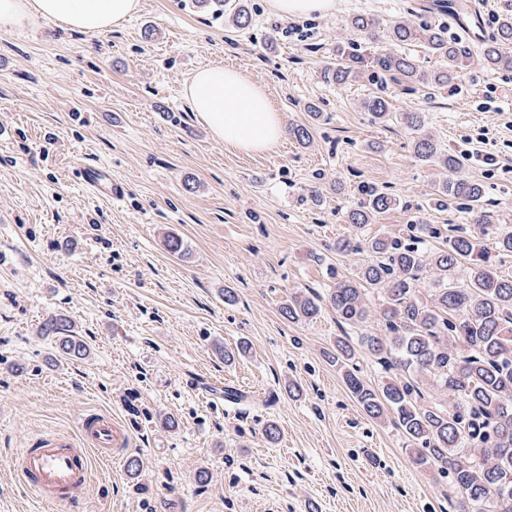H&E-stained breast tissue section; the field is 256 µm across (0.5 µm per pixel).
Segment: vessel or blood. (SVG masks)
Returning a JSON list of instances; mask_svg holds the SVG:
<instances>
[{"label": "vessel or blood", "mask_w": 512, "mask_h": 512, "mask_svg": "<svg viewBox=\"0 0 512 512\" xmlns=\"http://www.w3.org/2000/svg\"><path fill=\"white\" fill-rule=\"evenodd\" d=\"M77 176L104 196L117 194L110 172L85 164ZM129 444L125 426L111 413L89 410L79 417L73 433L43 434L12 461L21 485L37 502L76 512L80 495L101 464L119 457Z\"/></svg>", "instance_id": "b4317fda"}]
</instances>
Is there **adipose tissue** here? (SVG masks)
I'll return each instance as SVG.
<instances>
[{"label":"adipose tissue","instance_id":"ef3b65f1","mask_svg":"<svg viewBox=\"0 0 512 512\" xmlns=\"http://www.w3.org/2000/svg\"><path fill=\"white\" fill-rule=\"evenodd\" d=\"M139 7L140 0H0V28L44 20L99 35L132 17ZM184 95L213 139L238 151L267 150L285 134L265 91L233 69H198Z\"/></svg>","mask_w":512,"mask_h":512}]
</instances>
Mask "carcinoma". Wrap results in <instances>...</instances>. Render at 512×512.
<instances>
[{"instance_id":"obj_1","label":"carcinoma","mask_w":512,"mask_h":512,"mask_svg":"<svg viewBox=\"0 0 512 512\" xmlns=\"http://www.w3.org/2000/svg\"><path fill=\"white\" fill-rule=\"evenodd\" d=\"M251 21L250 5L241 0L232 23L247 28ZM378 28L379 22L368 16L358 15L350 21L352 32L371 41L379 38ZM384 36L397 45H424L442 59L443 67L427 74L410 55L373 52L365 56L349 41L340 49L345 60L322 68L323 80L344 83L363 63L404 91H413L418 85H453L464 50L448 38V31L397 20L384 28ZM511 47L512 14L500 19L494 36L483 46L484 64L492 70L512 67ZM365 107L375 123L390 115L389 104L382 97L369 100ZM402 121L413 135L416 156L452 173L435 191L436 200L468 203L474 230L448 235L443 246L432 251L420 248L419 243L425 236L440 237V232L420 222L411 225L417 234L410 236L408 243L398 237L362 239L358 231L393 204L391 195L364 188L357 205L346 215L355 234L337 239L336 251H366L375 258L361 266L356 278L337 281L325 298L290 295L280 314L294 323L310 321L326 301L342 323L358 328L370 316L366 291H379L385 333L366 331L358 343L385 372L399 369L408 378L367 384L350 365L354 347L339 339L331 356L344 371L348 391L371 418L381 420L392 413L394 425L411 447L416 468L451 478L454 512H512V274L502 272L497 264L501 256L512 255V228L490 220L482 206L484 187L480 183L454 175L457 156L440 150L425 133L424 113L405 112ZM462 265L467 267L468 278L458 286L454 275ZM424 270L436 285L430 305L416 297V281ZM40 333L55 338L66 355L81 357L89 350L61 317L47 318ZM428 379L452 398L448 408L421 403L420 383Z\"/></svg>"}]
</instances>
